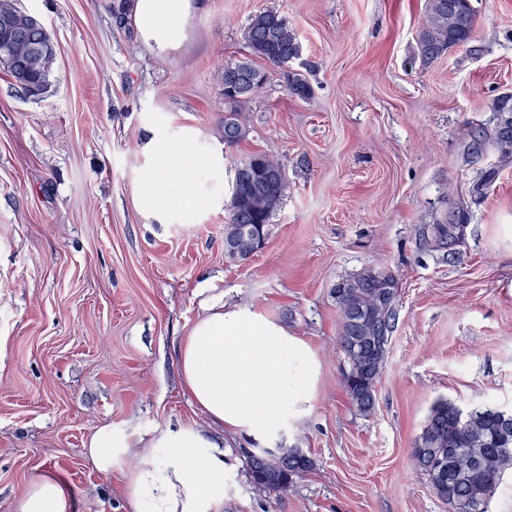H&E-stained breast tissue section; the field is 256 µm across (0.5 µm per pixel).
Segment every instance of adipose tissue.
<instances>
[{
    "label": "adipose tissue",
    "mask_w": 512,
    "mask_h": 512,
    "mask_svg": "<svg viewBox=\"0 0 512 512\" xmlns=\"http://www.w3.org/2000/svg\"><path fill=\"white\" fill-rule=\"evenodd\" d=\"M205 0H133L129 17L142 44L157 55L178 49ZM148 164L136 187L137 208L148 221L188 224L200 203L224 202V146L196 151L152 129L140 145ZM182 387L222 430L268 444L285 424L312 412L321 367L311 344L262 312L210 306L179 348ZM124 476L135 512H222L224 452L199 432L165 429L136 451ZM75 494L51 470L33 474L15 512H74Z\"/></svg>",
    "instance_id": "1"
}]
</instances>
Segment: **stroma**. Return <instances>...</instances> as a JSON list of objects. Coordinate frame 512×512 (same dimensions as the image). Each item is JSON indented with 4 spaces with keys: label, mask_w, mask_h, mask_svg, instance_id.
Masks as SVG:
<instances>
[{
    "label": "stroma",
    "mask_w": 512,
    "mask_h": 512,
    "mask_svg": "<svg viewBox=\"0 0 512 512\" xmlns=\"http://www.w3.org/2000/svg\"><path fill=\"white\" fill-rule=\"evenodd\" d=\"M114 3L21 0L55 40L59 79L32 96L0 68V512L44 469L73 487L75 512H132L130 453L108 477L88 455L106 425L134 445L169 427L220 441L223 512H449L411 458L431 406L512 412V162L467 149L512 95V0H471L482 52L426 67L412 58L428 0H206L162 56ZM266 9L292 25L291 67L313 93L271 73L246 105L248 139L224 150L225 184L253 152L288 179L263 246L232 262L227 209L193 224L141 216L139 144L157 125L219 139L224 67L247 56L244 30ZM454 201L468 220L451 263L417 231ZM370 266L398 278L399 319L365 416L344 385L334 288ZM219 298L305 337L322 366L311 415L279 442L314 466L280 494L252 487L260 444L222 433L181 386L180 342Z\"/></svg>",
    "instance_id": "35a3bbf8"
}]
</instances>
